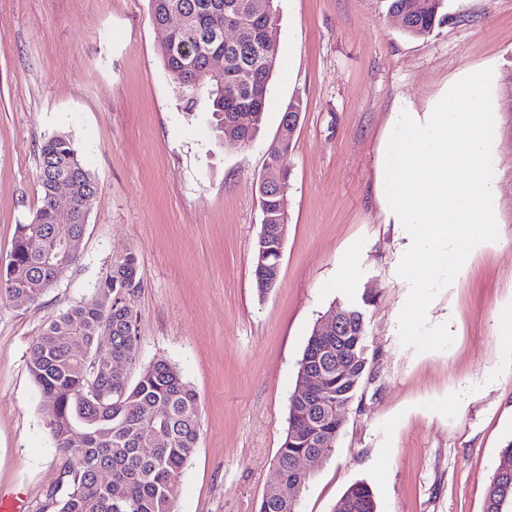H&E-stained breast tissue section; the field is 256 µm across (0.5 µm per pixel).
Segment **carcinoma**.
Returning <instances> with one entry per match:
<instances>
[{"label": "carcinoma", "mask_w": 512, "mask_h": 512, "mask_svg": "<svg viewBox=\"0 0 512 512\" xmlns=\"http://www.w3.org/2000/svg\"><path fill=\"white\" fill-rule=\"evenodd\" d=\"M154 26L169 14L184 17V27L161 39L159 54L172 76L177 96L188 110L205 103L218 143L224 135L238 138L245 148L259 135L277 68V49L263 41L262 29L278 22L274 7L253 9V0H149ZM389 12L404 17L402 32L426 37L451 18L447 0H389ZM240 27V39L224 41V27ZM211 56L224 57V73L213 76L205 65ZM258 117L241 129L224 127L244 109ZM294 138L284 126L268 152V164L288 173L287 159ZM70 180V200L83 218L86 200L97 195V178L81 152L66 134L48 137L39 148L38 182L41 204L27 221L16 225L9 262L0 271V296L23 298L36 304L80 259L75 253L61 263L62 241L85 232L86 224H58L55 218L56 184ZM276 241L266 243L265 260L259 261L260 244H254L253 262L268 272L277 263ZM143 288L136 254L114 256L95 282L90 295L53 316L30 348L27 367L48 402L46 425L62 464L56 486L47 490V506L54 512H175L174 488L198 447L201 404L180 370L166 360L141 368L136 380L119 381L102 370L107 360L138 362V315L131 303ZM368 297L348 299L341 308L349 314L338 340L322 341L311 332L299 363L325 347V363L333 370L322 401L292 394L289 413H306L297 428H287L278 452V465L288 479L308 484L311 474L295 470V462L310 443L335 445L342 434L336 415L324 407L341 402L352 405L370 368L366 347V321L362 319ZM111 337L102 348L101 339ZM354 363L350 374L336 376V349ZM112 472V485L95 481L98 470ZM505 501L512 507V477L494 476L485 512H498ZM332 512H376L370 489L353 485Z\"/></svg>", "instance_id": "obj_1"}]
</instances>
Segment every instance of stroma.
<instances>
[{
    "mask_svg": "<svg viewBox=\"0 0 512 512\" xmlns=\"http://www.w3.org/2000/svg\"><path fill=\"white\" fill-rule=\"evenodd\" d=\"M278 67L257 138L217 145L188 118L158 53L149 0H0V268L38 205L39 146L69 134L98 180L82 259L35 306L0 299V496L43 512L60 459L27 360L50 317L88 294L111 257L135 252L143 287L139 369L163 359L198 393V447L176 512H258L274 480L298 362L335 302L369 295L364 380L300 512H332L353 484L376 512H484L512 440V348L496 334L512 305V0H448L450 21L404 35L388 0H275ZM492 69L497 241L430 304L454 337L441 352L402 345L411 237L376 198L394 106H423L469 70ZM303 110L283 184L288 228L279 282L259 294L258 178L289 102Z\"/></svg>",
    "mask_w": 512,
    "mask_h": 512,
    "instance_id": "35a3bbf8",
    "label": "stroma"
}]
</instances>
